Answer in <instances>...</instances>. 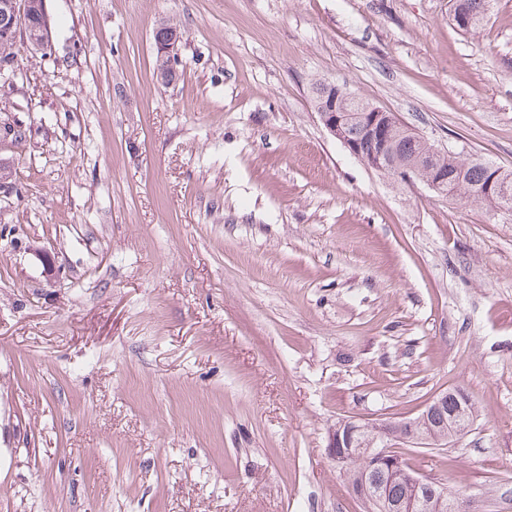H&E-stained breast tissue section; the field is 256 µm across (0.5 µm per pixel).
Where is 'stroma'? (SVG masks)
<instances>
[{"label":"stroma","mask_w":512,"mask_h":512,"mask_svg":"<svg viewBox=\"0 0 512 512\" xmlns=\"http://www.w3.org/2000/svg\"><path fill=\"white\" fill-rule=\"evenodd\" d=\"M0 148V512H364L341 419L477 418L421 474L512 484V213L320 122L329 81L512 170V0H47ZM184 34L155 80L152 31ZM459 5L452 11V21L454 25L462 31H470L475 29L481 21L484 19L489 0H454ZM460 11L464 16H466L471 24L467 28H462L461 25L457 21V13ZM458 391L461 394L466 395L464 392H462L460 390H458ZM461 394H459L460 399L456 398V401H455V396H457L456 394L455 395L448 394V401L446 402V405H444L442 408L436 410L434 412V414L432 415V417L430 418L431 425L435 429V432L438 436L442 435L443 428L442 427H438V428L434 427V423L438 420L442 421L443 418H445V420H447L448 423H447V421H445L444 423L440 424V426L442 425L443 427H448V439H451V440L458 438L466 431V429L463 430V428L461 426L468 428L473 424L476 412H475V407H474L473 403L470 402L469 414H468L466 420H464L460 426L459 419L465 413H467V409L464 408V406H463V404L465 402V398ZM455 405H456V407H455ZM454 407H455L454 410L448 412V409H453ZM445 439H446L445 441H448L447 438H445Z\"/></svg>","instance_id":"1"}]
</instances>
